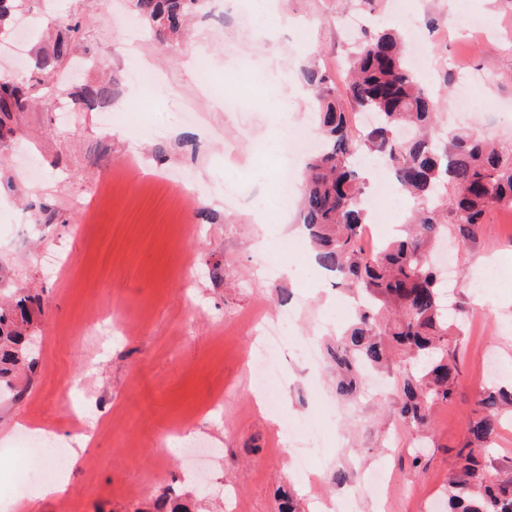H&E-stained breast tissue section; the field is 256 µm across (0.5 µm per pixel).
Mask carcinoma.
<instances>
[{
	"mask_svg": "<svg viewBox=\"0 0 512 512\" xmlns=\"http://www.w3.org/2000/svg\"><path fill=\"white\" fill-rule=\"evenodd\" d=\"M202 5L203 0H133L138 22L161 41L179 38L187 18ZM65 30L52 52L40 57L38 69L60 67L78 45L79 28L67 24ZM399 44L395 31L358 41L350 80L341 88L321 65L303 68L302 79L316 95L313 118L322 144L307 163L299 223L316 247L318 262L337 272L361 299L333 356L343 371L336 394H355L362 384L360 371L389 367L397 352L404 366L398 382L400 416L426 428L431 408L450 402L460 385L450 339L458 328L451 285L430 264L428 252L444 237L475 242L491 206L512 208V148L474 132L437 137L439 105L403 63ZM344 96L374 113V125L364 131L352 126L340 107ZM79 100L103 106L112 101V91L86 87ZM25 102L22 85L0 84V128ZM365 152L388 157L396 181L415 203L403 233L374 251L363 244L368 211L360 201L364 187L354 162ZM34 302L36 297L19 289L12 301L0 303V388L13 389L14 381L37 365L27 334ZM505 405L512 407V387L490 383L479 392L456 451L457 472L448 480L445 512H512V478H495L489 470ZM154 508L190 512L188 504L166 496Z\"/></svg>",
	"mask_w": 512,
	"mask_h": 512,
	"instance_id": "cac0c4a2",
	"label": "carcinoma"
}]
</instances>
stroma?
Listing matches in <instances>:
<instances>
[{
    "mask_svg": "<svg viewBox=\"0 0 512 512\" xmlns=\"http://www.w3.org/2000/svg\"><path fill=\"white\" fill-rule=\"evenodd\" d=\"M294 25L278 32L257 29L252 0H210L188 38L158 49L141 32V47L126 50L130 0H24L12 41L23 57L0 64L34 94L68 88L66 113L38 107L11 115L19 138L0 141V287L35 289L42 311L38 364L21 380L19 400L0 401V512H147L160 493L198 501L202 512H279L293 494L298 512H442L455 448L485 382L479 352L495 357L501 382L512 379V213L495 206L475 244L455 255V301L461 323L454 337L462 377L455 400L436 405L422 433L399 413V369L384 385L366 382L351 402L338 400L336 370L328 354L351 318L353 302L332 276L313 270L286 277L285 257L309 251L294 232L281 244L276 225L254 224L250 215L279 191L280 154L268 151L272 129L311 123L310 93L301 70L310 62L335 68L349 60L361 28L400 30L415 20L428 49L423 80L444 115L468 114L463 126L486 139L512 140V6L504 0H280ZM63 15L79 23L82 41L51 74L34 70L38 49L52 44L44 21ZM205 55L190 69L183 54ZM475 74L467 100L458 95L456 64ZM148 65L166 89L134 88L132 69ZM113 83L126 106L104 127L99 109L74 97L86 86ZM197 98L196 121L179 117L180 103ZM237 106L228 111L225 99ZM233 183L237 202L224 199ZM40 224L26 243L14 227ZM61 254L64 274L50 273L47 259ZM496 276L483 291L473 283L486 267ZM193 288H185V278ZM112 308L127 317L108 348L80 327L91 309ZM296 312L288 329L294 340L278 357V373L264 398L275 401L280 426L258 407L244 353H258V316ZM323 330L318 366H308L295 343ZM90 395V419L74 427L69 405L75 388ZM194 416L190 434L212 453L208 496L190 479L182 447L163 440V430ZM315 423L322 446L311 459L315 474L298 475V453L282 423ZM52 433L65 448L79 447L67 491L58 497L16 498L9 489L20 470L44 461L20 462L22 427ZM421 447L412 467L397 442ZM385 468L391 480L379 502L364 472ZM346 479L336 483L334 475Z\"/></svg>",
    "mask_w": 512,
    "mask_h": 512,
    "instance_id": "obj_1",
    "label": "stroma"
}]
</instances>
